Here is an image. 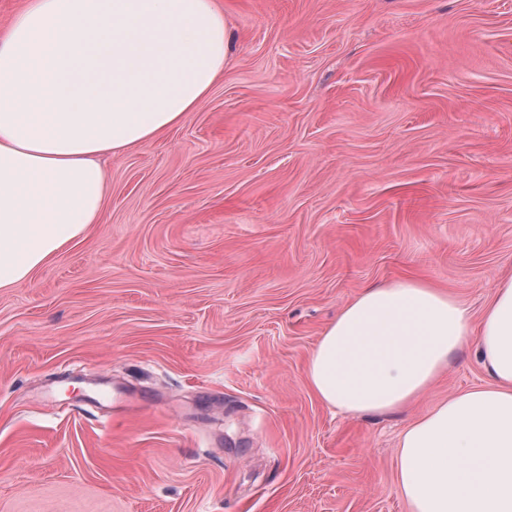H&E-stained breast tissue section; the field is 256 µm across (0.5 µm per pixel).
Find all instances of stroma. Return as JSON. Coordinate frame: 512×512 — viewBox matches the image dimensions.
Instances as JSON below:
<instances>
[{
	"label": "stroma",
	"instance_id": "1",
	"mask_svg": "<svg viewBox=\"0 0 512 512\" xmlns=\"http://www.w3.org/2000/svg\"><path fill=\"white\" fill-rule=\"evenodd\" d=\"M228 62L106 158L100 223L0 288V512H409L403 429L488 383L472 346L406 410L321 403L364 288L512 275V0H223Z\"/></svg>",
	"mask_w": 512,
	"mask_h": 512
}]
</instances>
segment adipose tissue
<instances>
[{
  "label": "adipose tissue",
  "instance_id": "obj_1",
  "mask_svg": "<svg viewBox=\"0 0 512 512\" xmlns=\"http://www.w3.org/2000/svg\"><path fill=\"white\" fill-rule=\"evenodd\" d=\"M228 47L218 0H26L0 36V288L98 223L100 157L182 124ZM470 342L489 384L450 394L400 436L396 487L411 512H512V277L476 327L426 282L364 289L309 357L324 404L386 414L427 392Z\"/></svg>",
  "mask_w": 512,
  "mask_h": 512
}]
</instances>
